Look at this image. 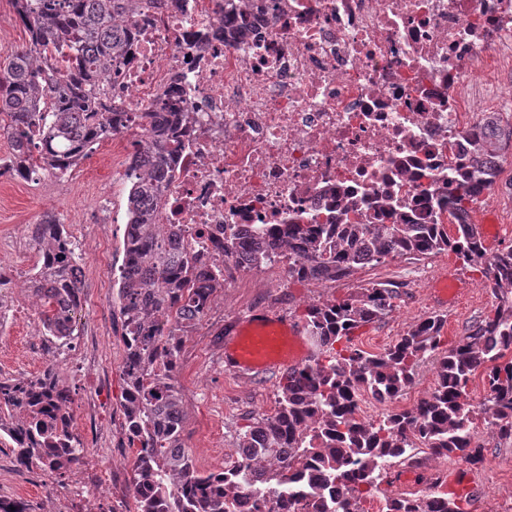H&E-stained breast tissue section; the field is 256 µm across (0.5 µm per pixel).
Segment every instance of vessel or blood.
<instances>
[{"instance_id":"vessel-or-blood-1","label":"vessel or blood","mask_w":512,"mask_h":512,"mask_svg":"<svg viewBox=\"0 0 512 512\" xmlns=\"http://www.w3.org/2000/svg\"><path fill=\"white\" fill-rule=\"evenodd\" d=\"M435 286L450 290L455 297L470 288L452 268L439 274ZM309 355L303 326L271 311L251 314L224 345L225 364L241 375L260 376L269 371L293 369Z\"/></svg>"}]
</instances>
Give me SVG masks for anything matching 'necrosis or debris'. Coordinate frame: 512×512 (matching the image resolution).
Segmentation results:
<instances>
[{"mask_svg": "<svg viewBox=\"0 0 512 512\" xmlns=\"http://www.w3.org/2000/svg\"><path fill=\"white\" fill-rule=\"evenodd\" d=\"M158 0L120 76L174 100L162 221L207 247L225 279L240 225L321 224L342 198L377 221L387 196L414 222L440 215L487 75H512V0Z\"/></svg>", "mask_w": 512, "mask_h": 512, "instance_id": "1", "label": "necrosis or debris"}]
</instances>
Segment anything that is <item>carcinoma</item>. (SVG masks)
I'll return each mask as SVG.
<instances>
[{
  "label": "carcinoma",
  "instance_id": "cac0c4a2",
  "mask_svg": "<svg viewBox=\"0 0 512 512\" xmlns=\"http://www.w3.org/2000/svg\"><path fill=\"white\" fill-rule=\"evenodd\" d=\"M29 44L10 51L0 69V115L11 146L12 176L62 175L89 158L112 136L117 105L105 78L131 46L130 21L152 0H12ZM178 120L168 103L141 113L142 149L129 169L124 258L117 297L123 318L126 383L125 434L134 445L131 489L137 512H241V488L259 483L251 512H359L361 500L381 479V466L414 462L424 450L469 464L483 462L477 421L493 418L503 439L512 438V246L489 250L469 220L472 205L491 190L502 157L512 147V123L487 112L467 133V150L441 208L456 224H409L391 202L378 205L379 223L361 221L359 204L347 201L325 224L243 228L246 259L254 268L283 249L297 256L290 277L336 283L366 265L389 258L453 252L481 275L495 305L454 345L441 349L444 321L417 323L378 354L351 345L356 329L394 309L396 289L369 282L343 298L305 309L303 321L316 352L309 363L282 376L276 411L253 419L238 434V458L220 472H203L184 444V411L175 383L185 338L208 309L211 283L223 276L207 252L181 242L179 224H160L169 166L180 143L169 135ZM40 264L31 278L45 334L69 345L81 305L74 276L79 256L64 226L45 216L32 230ZM436 357V385L411 410L380 421L355 416L365 391L397 399L417 368ZM484 375L485 396L470 402L469 385ZM70 392L54 366L23 380L0 381V423L17 460L40 465L61 479L87 453L72 430ZM270 461L272 468L258 462ZM386 512H464L448 494L393 499Z\"/></svg>",
  "mask_w": 512,
  "mask_h": 512
}]
</instances>
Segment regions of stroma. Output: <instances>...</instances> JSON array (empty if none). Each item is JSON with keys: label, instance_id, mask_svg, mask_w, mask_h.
Here are the masks:
<instances>
[{"label": "stroma", "instance_id": "35a3bbf8", "mask_svg": "<svg viewBox=\"0 0 512 512\" xmlns=\"http://www.w3.org/2000/svg\"><path fill=\"white\" fill-rule=\"evenodd\" d=\"M111 156L112 142L107 139L66 175L35 182L0 181V263L35 269L39 255L31 245L29 227L45 215L55 216L70 236L79 256L82 305L72 336L73 357L57 361L56 368L70 388L73 416L78 418L88 405L98 407L95 427L78 421L73 425L90 452L83 472L92 491L88 507L90 512H137L131 493L132 451L124 430L125 346L116 300L130 184L113 170ZM104 198L110 203L113 223L103 229L85 226L87 213ZM488 212L497 219L490 227L488 248L512 245V194H484L473 207L472 222ZM449 265L458 269L462 263L450 252L420 260L398 257L358 269L345 281L292 280L281 288L277 285L280 270L267 263L216 289L211 312L183 342L176 372L185 414L184 442L196 467L207 472L224 470L236 459L237 434L247 417L270 415L277 407L281 372L244 378L224 367V341L238 318L255 309H269L297 320L309 304L342 298L372 281L391 282L401 294L393 311L356 330L353 345L369 353L382 352L421 320L439 315L444 319L442 343L448 347L489 313L494 302L491 290L481 287L477 274L469 271L465 274L469 292L455 304L440 307L432 284L438 270ZM41 328L34 310L18 321L0 324V376L25 379L43 372L45 361L28 355L29 340ZM87 355L104 369V377L80 371ZM477 438L484 460L475 466L427 453L421 454L419 463L391 465L377 490L362 501L363 512L389 499L436 492L432 474L447 468L480 478L467 512H512V439H502L484 425ZM102 465L116 467L121 481L105 480L98 471ZM66 489V483H52L37 465H17L9 439L0 440V497L26 501L31 512H53L57 507L79 512L80 503L67 498Z\"/></svg>", "mask_w": 512, "mask_h": 512}]
</instances>
